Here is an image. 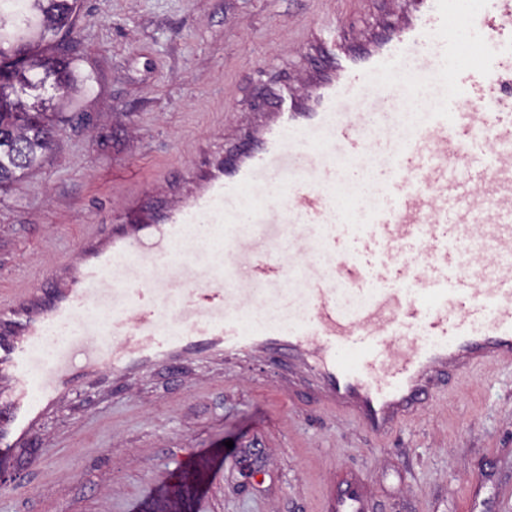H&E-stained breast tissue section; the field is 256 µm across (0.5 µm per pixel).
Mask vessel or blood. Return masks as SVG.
Instances as JSON below:
<instances>
[{
	"mask_svg": "<svg viewBox=\"0 0 512 512\" xmlns=\"http://www.w3.org/2000/svg\"><path fill=\"white\" fill-rule=\"evenodd\" d=\"M421 3L403 31L360 52L337 44L335 24L314 25L337 58L304 97L276 100L256 149L204 175L163 223L87 233L48 288L0 295L1 453L35 438L74 379L108 369L131 382L205 351L287 354L325 410L378 436L422 408L442 375L512 362V0L463 15L458 0ZM455 19L479 55L450 73ZM410 77L440 95L372 157ZM344 159L371 162L354 182L376 198L366 211L336 206ZM352 219L365 226L357 252L344 235ZM192 225L224 240L205 272L184 242ZM472 241L496 259L478 284L464 272ZM286 242L291 258L272 257ZM296 274L302 308L289 324L248 323ZM329 509L369 512L355 476L337 481Z\"/></svg>",
	"mask_w": 512,
	"mask_h": 512,
	"instance_id": "vessel-or-blood-1",
	"label": "vessel or blood"
}]
</instances>
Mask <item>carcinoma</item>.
Returning a JSON list of instances; mask_svg holds the SVG:
<instances>
[{
	"label": "carcinoma",
	"mask_w": 512,
	"mask_h": 512,
	"mask_svg": "<svg viewBox=\"0 0 512 512\" xmlns=\"http://www.w3.org/2000/svg\"><path fill=\"white\" fill-rule=\"evenodd\" d=\"M78 0H26V15L0 0V188L38 167L67 118L49 102L91 86L73 37Z\"/></svg>",
	"instance_id": "cac0c4a2"
}]
</instances>
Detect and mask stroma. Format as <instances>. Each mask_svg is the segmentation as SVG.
Segmentation results:
<instances>
[{
	"label": "stroma",
	"mask_w": 512,
	"mask_h": 512,
	"mask_svg": "<svg viewBox=\"0 0 512 512\" xmlns=\"http://www.w3.org/2000/svg\"><path fill=\"white\" fill-rule=\"evenodd\" d=\"M91 87L42 165L0 190V291L39 284L85 229L143 224L193 195L325 57L315 20L358 47L418 0H81ZM372 512H512V364L450 376L379 438L322 410L287 356L207 354L135 384L103 373L0 462V512H328L342 471Z\"/></svg>",
	"instance_id": "1"
}]
</instances>
